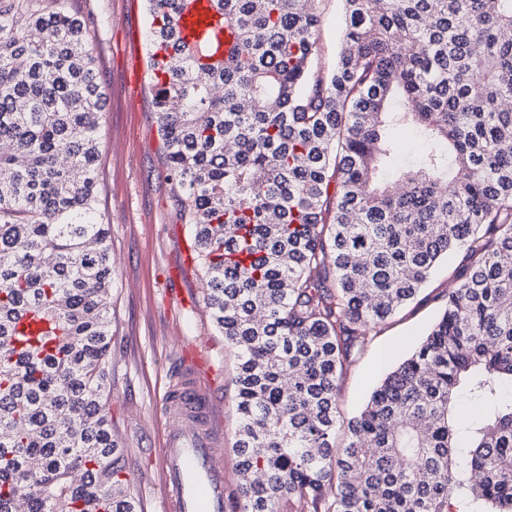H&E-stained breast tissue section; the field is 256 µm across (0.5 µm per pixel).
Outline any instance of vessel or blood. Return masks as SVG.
<instances>
[{
    "instance_id": "vessel-or-blood-1",
    "label": "vessel or blood",
    "mask_w": 512,
    "mask_h": 512,
    "mask_svg": "<svg viewBox=\"0 0 512 512\" xmlns=\"http://www.w3.org/2000/svg\"><path fill=\"white\" fill-rule=\"evenodd\" d=\"M178 19L181 35L204 33L214 13L209 0H192ZM165 410L175 422L161 448L168 512H226L224 466L217 453L223 440L199 365L172 375Z\"/></svg>"
}]
</instances>
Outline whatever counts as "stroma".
Listing matches in <instances>:
<instances>
[{
    "label": "stroma",
    "mask_w": 512,
    "mask_h": 512,
    "mask_svg": "<svg viewBox=\"0 0 512 512\" xmlns=\"http://www.w3.org/2000/svg\"><path fill=\"white\" fill-rule=\"evenodd\" d=\"M50 10L90 18L106 109L100 122L98 211L111 227L112 383L106 410L144 512H164L160 448L173 422L165 413L169 377L184 348L199 352L224 424L221 456L228 502L238 495L234 451L236 356L212 323L203 273L184 266L190 241L169 190L164 145L153 114L147 67L146 0H41ZM318 62L330 68L341 34L340 0H318ZM462 253L434 272L417 299L363 336L343 369L338 406L356 416L384 375L407 356L442 314L458 283Z\"/></svg>",
    "instance_id": "stroma-1"
}]
</instances>
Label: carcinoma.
Wrapping results in <instances>:
<instances>
[{
    "mask_svg": "<svg viewBox=\"0 0 512 512\" xmlns=\"http://www.w3.org/2000/svg\"><path fill=\"white\" fill-rule=\"evenodd\" d=\"M218 2L190 41L180 0H147L148 59L170 191L238 360L239 512H512V0H341L327 71L315 0ZM89 24L0 0V512H141L105 413ZM400 126L420 145L404 165ZM459 249L440 319L341 424L360 336Z\"/></svg>",
    "mask_w": 512,
    "mask_h": 512,
    "instance_id": "obj_1",
    "label": "carcinoma"
}]
</instances>
